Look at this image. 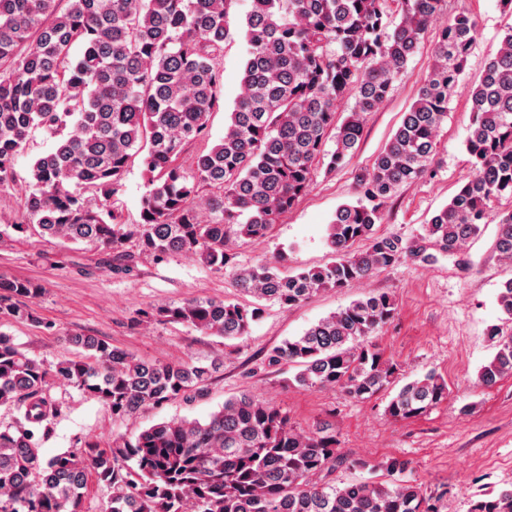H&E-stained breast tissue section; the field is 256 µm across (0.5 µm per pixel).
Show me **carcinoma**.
Instances as JSON below:
<instances>
[{"instance_id": "carcinoma-1", "label": "carcinoma", "mask_w": 512, "mask_h": 512, "mask_svg": "<svg viewBox=\"0 0 512 512\" xmlns=\"http://www.w3.org/2000/svg\"><path fill=\"white\" fill-rule=\"evenodd\" d=\"M239 2L0 0V186L17 181L15 161L34 131L68 130L30 165L29 223L4 225L0 241L13 230L95 243L131 263L123 246L134 237L140 253L156 259L186 254L217 273L236 268L228 241L264 237L311 189L315 163L327 161L329 172L347 165L367 114L389 97L430 30L433 64L415 101L373 164L354 170L357 199L340 205L328 224L334 261L285 275L284 257L261 260L237 268V286L290 308L403 260L432 265L459 254L492 206L512 198V26L468 90L472 172L423 233L405 241L374 228L397 189L436 164L438 132L475 42L474 18L465 10L445 15V0H250L237 21ZM234 32L247 45L241 92L224 136L186 171L179 158L208 136L224 43ZM349 99L340 122L338 105ZM138 155L147 191L140 221L127 231L105 203L94 208L85 194H115ZM358 241L366 249L354 252ZM493 251L512 266V210L498 213ZM43 291L35 281L0 279V318L51 329L29 307ZM497 302L511 322L512 277ZM395 311L389 293H365L267 350L261 366H295L301 388L370 399L396 379L397 364L370 341ZM263 313L256 303L197 298L149 305L131 322L189 324L227 341L249 335ZM488 336L495 353L478 371L485 386L512 375V332L493 325ZM70 342L81 352L48 368L0 332V406L15 412L0 424V512H82L91 478L108 491L104 512H438L436 498L408 478L409 460H348L333 424L299 433L280 408L250 392L225 400L203 422L163 420L132 439L106 447L85 439L78 450L45 459L42 442L62 414L46 394L49 378L124 418L203 396L224 366L220 358L145 360L92 336L75 334ZM447 396V383L429 371L404 383L385 412L409 419ZM338 465L381 470L385 479L339 487L324 479ZM471 512H512V488L483 495Z\"/></svg>"}]
</instances>
